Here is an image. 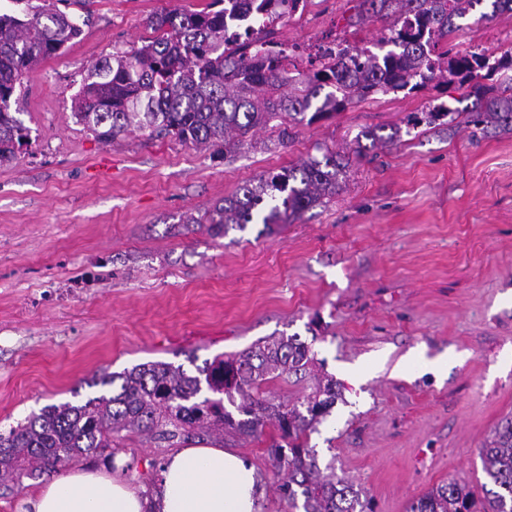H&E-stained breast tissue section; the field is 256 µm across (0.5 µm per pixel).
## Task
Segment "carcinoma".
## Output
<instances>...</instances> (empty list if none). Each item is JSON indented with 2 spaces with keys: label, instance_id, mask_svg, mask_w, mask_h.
Returning <instances> with one entry per match:
<instances>
[{
  "label": "carcinoma",
  "instance_id": "cac0c4a2",
  "mask_svg": "<svg viewBox=\"0 0 512 512\" xmlns=\"http://www.w3.org/2000/svg\"><path fill=\"white\" fill-rule=\"evenodd\" d=\"M302 0H212L201 11H175L149 18L158 33L132 55L94 65L74 100V117L102 142L135 132L172 136L217 147L232 155L248 134L279 130L288 143L286 121L313 123L343 111L355 99L454 81L468 85L464 124L477 138L512 132V54L480 49L437 52L483 0H360L358 22L382 13L393 18L383 55L346 40L336 60L314 72L288 68L285 44L269 39L270 26ZM220 9H215V6ZM76 19L57 9L19 18L0 16V162L15 155L25 128L9 112L24 74L76 38ZM454 112L441 103L387 134L360 131L355 154L367 146L394 145L421 124L437 127ZM348 161L327 149L296 167L261 175L208 214V230L290 224L304 211L339 192ZM315 354L294 337H270L228 357L204 363L197 374L154 362L91 382L107 393L85 403L49 405L0 434V479H36L87 457H112L131 433L171 448L192 439L222 436L229 429L260 437L266 424L275 435L268 454L283 474L278 490L291 506L303 497V512H369L353 486L322 475L307 446L320 418L341 393L336 381L315 372ZM310 376L315 384L298 404L260 395L274 379ZM236 407L237 419L226 409ZM486 482L471 486L450 477L419 496L409 512H512V417L498 424L481 453Z\"/></svg>",
  "mask_w": 512,
  "mask_h": 512
}]
</instances>
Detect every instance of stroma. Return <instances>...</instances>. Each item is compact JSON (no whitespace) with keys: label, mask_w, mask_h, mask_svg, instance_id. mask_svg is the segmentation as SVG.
<instances>
[{"label":"stroma","mask_w":512,"mask_h":512,"mask_svg":"<svg viewBox=\"0 0 512 512\" xmlns=\"http://www.w3.org/2000/svg\"><path fill=\"white\" fill-rule=\"evenodd\" d=\"M209 0H52L80 35L26 73L9 105L27 129L0 163V433L49 404L102 394L94 377L146 362L188 373L269 336H298L342 397L310 438L320 466L374 512L455 477L484 480L480 450L512 416V133L416 128L353 156L364 128L405 125L458 83L357 100L336 116L273 129L224 157L134 133L98 141L73 115L91 65L140 47L150 16ZM358 0H307L279 23L310 69L318 46L356 37L378 50L389 19L357 24ZM457 51L512 48V12L456 32ZM351 155L339 194L293 223L216 236L202 220L260 174ZM256 467V512L281 499L268 442L228 436ZM168 451L129 436L112 471L153 490Z\"/></svg>","instance_id":"1"}]
</instances>
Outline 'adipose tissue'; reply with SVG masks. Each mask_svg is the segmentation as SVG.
<instances>
[{"label":"adipose tissue","mask_w":512,"mask_h":512,"mask_svg":"<svg viewBox=\"0 0 512 512\" xmlns=\"http://www.w3.org/2000/svg\"><path fill=\"white\" fill-rule=\"evenodd\" d=\"M254 466L221 448L169 454L154 497L120 477L71 470L27 500L30 512H255Z\"/></svg>","instance_id":"ef3b65f1"}]
</instances>
